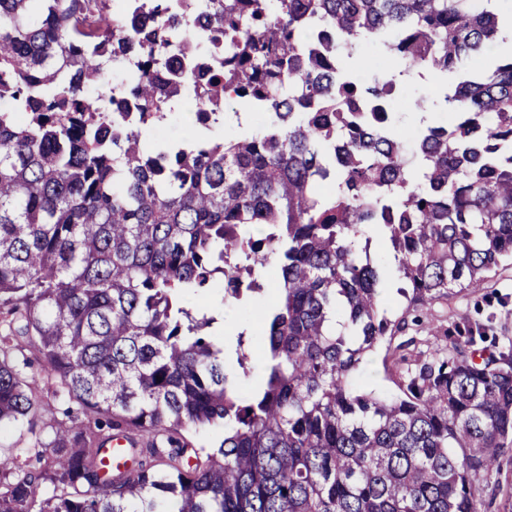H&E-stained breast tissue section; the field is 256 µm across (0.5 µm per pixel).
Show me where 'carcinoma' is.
<instances>
[{
	"instance_id": "carcinoma-1",
	"label": "carcinoma",
	"mask_w": 512,
	"mask_h": 512,
	"mask_svg": "<svg viewBox=\"0 0 512 512\" xmlns=\"http://www.w3.org/2000/svg\"><path fill=\"white\" fill-rule=\"evenodd\" d=\"M114 2L0 0V423L41 414L28 348L85 415L35 437L36 471L0 454V512H480L512 453V338L418 357L396 397L347 380L411 312L512 261V56L444 85L452 122L411 154L391 112L422 68L493 51L492 0H202L206 31L179 0H150L147 27ZM365 44L392 68L361 84L344 57ZM177 48L208 77L159 84ZM112 64L137 73L114 86ZM179 95L202 126L234 106L262 124L144 150ZM270 271L242 404L201 298L260 294ZM114 430L150 447L107 465ZM188 431L222 439L199 452Z\"/></svg>"
}]
</instances>
